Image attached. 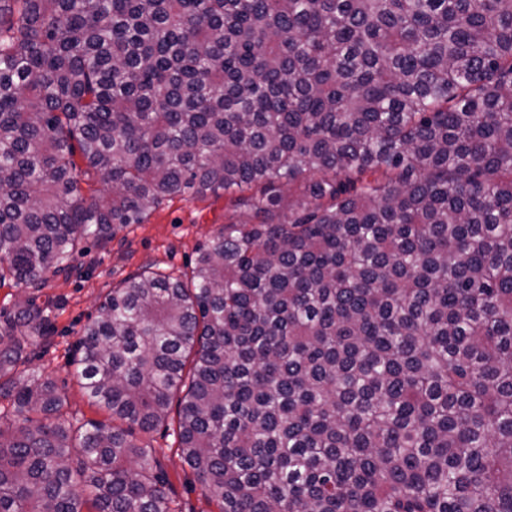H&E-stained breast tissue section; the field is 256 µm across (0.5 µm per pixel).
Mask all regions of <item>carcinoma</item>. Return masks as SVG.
Here are the masks:
<instances>
[{
    "mask_svg": "<svg viewBox=\"0 0 512 512\" xmlns=\"http://www.w3.org/2000/svg\"><path fill=\"white\" fill-rule=\"evenodd\" d=\"M205 191L82 329L105 420L0 322V512H176L173 411L220 512H512V0H0V283Z\"/></svg>",
    "mask_w": 512,
    "mask_h": 512,
    "instance_id": "cac0c4a2",
    "label": "carcinoma"
}]
</instances>
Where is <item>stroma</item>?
Masks as SVG:
<instances>
[{
  "instance_id": "obj_1",
  "label": "stroma",
  "mask_w": 512,
  "mask_h": 512,
  "mask_svg": "<svg viewBox=\"0 0 512 512\" xmlns=\"http://www.w3.org/2000/svg\"><path fill=\"white\" fill-rule=\"evenodd\" d=\"M244 209H233L227 197L205 193L185 200L174 199L152 212L147 223L134 224L112 240L88 239L75 263L77 273L48 274L36 295L49 313L47 336L32 337L27 353L29 366L53 378L66 396L63 419H103L88 403L83 390L70 376L74 347L83 326L95 317L106 294L124 278L143 269L174 275L190 272L199 245L224 224L245 220ZM176 419L143 435L169 482V495L177 512H219L216 502L202 490L193 470L183 461L175 442Z\"/></svg>"
}]
</instances>
